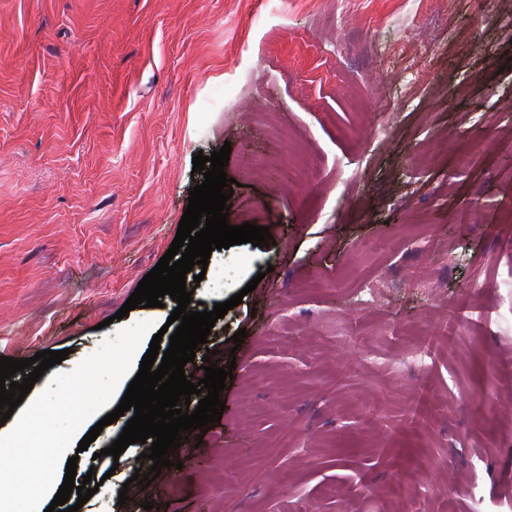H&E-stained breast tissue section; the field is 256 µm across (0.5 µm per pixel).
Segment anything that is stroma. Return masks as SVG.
Masks as SVG:
<instances>
[{
    "mask_svg": "<svg viewBox=\"0 0 512 512\" xmlns=\"http://www.w3.org/2000/svg\"><path fill=\"white\" fill-rule=\"evenodd\" d=\"M506 15L512 0H0V357L64 349L68 372L123 327L164 326L170 302L118 312L204 181L196 154L230 145L227 221L273 239L214 250L186 282L192 311L243 296L184 368L204 378L219 350L221 420L122 505L145 447L101 456L120 416L77 465L103 488L79 512H512ZM407 41L426 67L395 54ZM462 305L488 322L444 335Z\"/></svg>",
    "mask_w": 512,
    "mask_h": 512,
    "instance_id": "stroma-1",
    "label": "stroma"
}]
</instances>
